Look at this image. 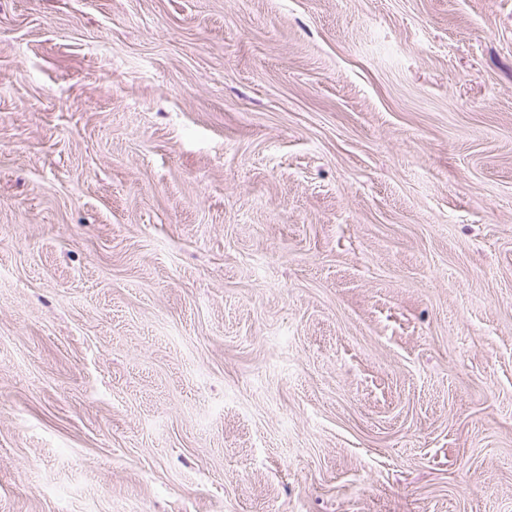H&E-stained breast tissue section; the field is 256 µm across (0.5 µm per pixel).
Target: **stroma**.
<instances>
[{
  "instance_id": "35a3bbf8",
  "label": "stroma",
  "mask_w": 512,
  "mask_h": 512,
  "mask_svg": "<svg viewBox=\"0 0 512 512\" xmlns=\"http://www.w3.org/2000/svg\"><path fill=\"white\" fill-rule=\"evenodd\" d=\"M0 512H512V0H0Z\"/></svg>"
}]
</instances>
